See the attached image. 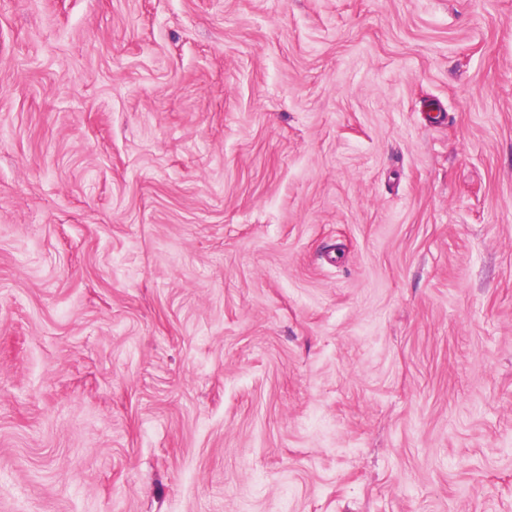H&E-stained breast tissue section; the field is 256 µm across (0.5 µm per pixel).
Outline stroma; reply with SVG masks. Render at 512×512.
Listing matches in <instances>:
<instances>
[{
	"instance_id": "1",
	"label": "stroma",
	"mask_w": 512,
	"mask_h": 512,
	"mask_svg": "<svg viewBox=\"0 0 512 512\" xmlns=\"http://www.w3.org/2000/svg\"><path fill=\"white\" fill-rule=\"evenodd\" d=\"M0 512H512V0H0Z\"/></svg>"
}]
</instances>
